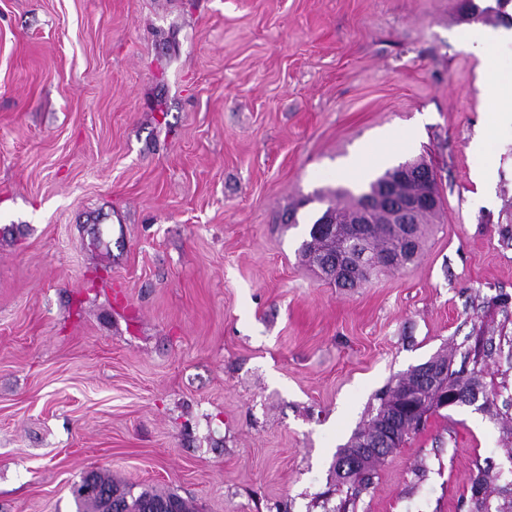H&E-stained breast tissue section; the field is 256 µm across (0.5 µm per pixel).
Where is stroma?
I'll return each mask as SVG.
<instances>
[{"mask_svg": "<svg viewBox=\"0 0 512 512\" xmlns=\"http://www.w3.org/2000/svg\"><path fill=\"white\" fill-rule=\"evenodd\" d=\"M460 3L0 0V512H76L94 470L334 512L397 376L494 336L512 397V130L470 149L512 42L461 44ZM389 138L440 210L415 264L336 287L299 259L312 196ZM489 464L512 485L501 418L442 409L349 512H471Z\"/></svg>", "mask_w": 512, "mask_h": 512, "instance_id": "35a3bbf8", "label": "stroma"}]
</instances>
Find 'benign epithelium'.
I'll return each mask as SVG.
<instances>
[{"label": "benign epithelium", "mask_w": 512, "mask_h": 512, "mask_svg": "<svg viewBox=\"0 0 512 512\" xmlns=\"http://www.w3.org/2000/svg\"><path fill=\"white\" fill-rule=\"evenodd\" d=\"M413 182L420 184L415 194L410 193L408 189ZM439 205L440 197L433 169L418 168L410 162L397 166L388 180L363 203L360 215L347 223L350 230L336 244V257L322 262V268L334 276L336 282L345 284L347 288L362 284L365 267L372 258L367 248L369 215L383 211L389 216V225L394 229L399 249L396 254L388 252L379 255V264L393 270L403 269L399 253H413L417 250L415 233L417 214L423 210L436 209ZM446 373L447 370L433 358L416 369V376L421 383L439 385L437 398L443 408L455 406L467 400L463 391L450 390L447 384L441 382ZM399 417L400 413L396 410L383 419L379 424L378 437L369 447L357 448L350 455L336 458V470L342 474L358 471L360 462L365 456L379 453L382 450V443L398 432Z\"/></svg>", "instance_id": "7a95c632"}]
</instances>
